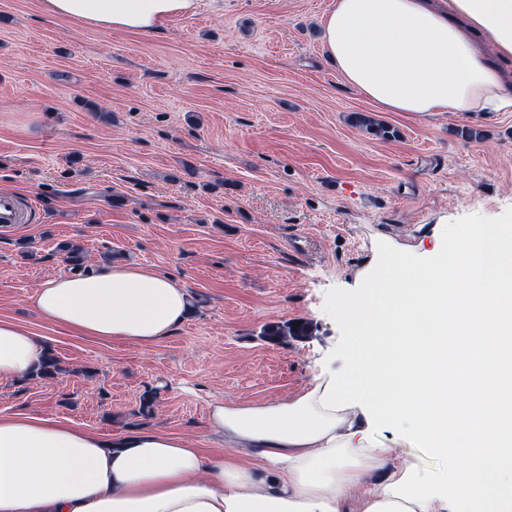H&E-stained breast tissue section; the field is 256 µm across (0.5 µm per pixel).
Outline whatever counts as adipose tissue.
<instances>
[{"instance_id": "obj_1", "label": "adipose tissue", "mask_w": 512, "mask_h": 512, "mask_svg": "<svg viewBox=\"0 0 512 512\" xmlns=\"http://www.w3.org/2000/svg\"><path fill=\"white\" fill-rule=\"evenodd\" d=\"M199 0H43L48 14L150 33ZM326 54L383 112H512V0H335ZM342 313L351 375L323 371L288 401L215 403L231 453L130 431L106 439L37 414L0 415V512H512V226H469L409 264L390 250ZM47 322L149 347L190 311L185 288L135 265L58 276L33 298ZM43 338L0 320V379L28 375ZM407 421L447 459L432 486L373 429Z\"/></svg>"}]
</instances>
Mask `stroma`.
Instances as JSON below:
<instances>
[{
	"label": "stroma",
	"instance_id": "1",
	"mask_svg": "<svg viewBox=\"0 0 512 512\" xmlns=\"http://www.w3.org/2000/svg\"><path fill=\"white\" fill-rule=\"evenodd\" d=\"M332 3L200 0L144 35L0 0V192L37 202L35 223L0 231V319L44 338L63 367L1 380L0 415L161 431L224 453L213 402L288 401L323 370L349 373L354 340L332 303L358 298V273L383 246L425 261L434 226L454 238L512 225V112H376L325 56ZM354 112L377 113L398 138L354 127ZM65 243L92 269L172 277L192 314L148 348L44 321L30 299L69 274ZM297 320L308 339H262L265 324ZM373 436L447 481V461L407 425Z\"/></svg>",
	"mask_w": 512,
	"mask_h": 512
}]
</instances>
